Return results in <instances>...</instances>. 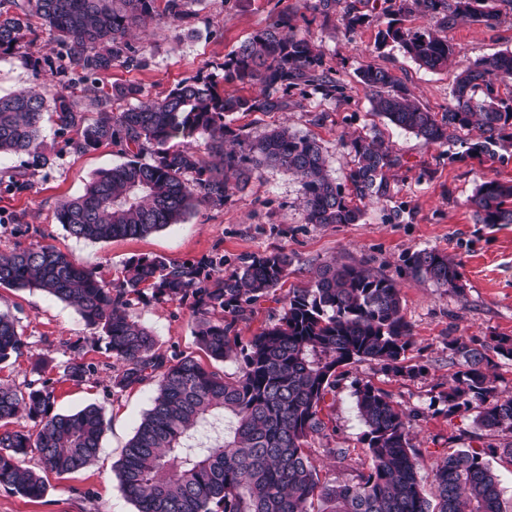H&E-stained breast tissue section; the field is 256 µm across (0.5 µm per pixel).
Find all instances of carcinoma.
<instances>
[{
    "label": "carcinoma",
    "mask_w": 512,
    "mask_h": 512,
    "mask_svg": "<svg viewBox=\"0 0 512 512\" xmlns=\"http://www.w3.org/2000/svg\"><path fill=\"white\" fill-rule=\"evenodd\" d=\"M196 0H0V51L32 45V18L61 46L56 74L76 85L116 67H142L145 58L129 40L147 19L173 22L194 17ZM393 19L378 32V45L398 44L420 66H448L454 49L448 38L427 27L397 25V17L423 13L442 29L459 19L489 26L498 21L499 0H388ZM340 0H305V8L326 25ZM371 111L384 123L410 132L427 145L445 146L462 131L469 135L465 155H493L512 130V99L495 96L498 83L512 81V52L475 60L456 76L453 105L438 116L421 107L387 68L367 66L357 74ZM261 87L255 97L224 94L223 86ZM95 116L75 109L66 85L53 91L0 96V156L26 153L41 166L43 123L60 132L75 129L74 151L85 153L110 143L127 161L94 174L83 194L61 201L56 220L72 236L90 242L142 237L181 224L197 207H224L234 189L242 190L264 166L294 174L309 224H355L359 206L347 200L327 171L316 140L286 125L254 137L235 138L238 149L224 150L234 135L227 118L236 112H286L291 96L344 97L336 73L322 66L311 41L293 31L287 17L224 56L214 70L179 83L167 94L144 98L136 83L109 91L86 86ZM114 100H134L122 112ZM207 138L215 160L203 158L192 142ZM353 157L347 174L359 201L389 197L386 174L401 165L378 130L344 139ZM481 224H512V184L482 181L468 199ZM293 257L282 250L249 255L224 274V256L198 261L165 256L130 259L114 283L73 256L42 245L0 254V286L38 289L76 308L86 327L102 333L117 363L113 386L121 390L153 378L158 389L151 408L122 448L115 471L124 496L136 512H432L423 496L419 456L408 435L407 415L389 394L366 383L355 390L365 431L362 441L372 464L356 481L322 482L308 448L324 435L327 395L341 369L375 361L396 376L412 377L404 365L412 329L402 313L397 281L361 262L328 264L309 288L288 292L283 314L242 342L237 325L252 317L261 301L275 296ZM408 272L439 288H463L460 264L436 249L406 256ZM158 302L192 300L194 334L213 360L240 361L237 371L219 374L189 357L168 359L155 351L156 339L128 314L144 290ZM27 343L16 321L0 313V362L23 355ZM457 367L445 398L454 410H475V426L512 434V395L495 393L487 372V351L512 360V338L476 348L463 337L448 339ZM93 364L68 359L64 376L81 381ZM54 388L38 378L26 391L0 384V424L26 417L39 423L37 434L0 430V486L38 501L47 492L45 474H72L97 458L107 429L103 408L88 404L69 413L53 412ZM36 452L43 473L23 466ZM512 461V440L468 448L436 466L437 512H503L494 457Z\"/></svg>",
    "instance_id": "cac0c4a2"
}]
</instances>
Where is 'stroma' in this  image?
<instances>
[{"instance_id":"stroma-1","label":"stroma","mask_w":512,"mask_h":512,"mask_svg":"<svg viewBox=\"0 0 512 512\" xmlns=\"http://www.w3.org/2000/svg\"><path fill=\"white\" fill-rule=\"evenodd\" d=\"M351 2L366 21L349 31L339 20L321 26L304 9L303 0H198L190 24L160 18L132 37L147 66L118 67L97 75L96 81L104 89L136 83L148 97L165 95L206 64L222 60L277 15H288L296 33L311 40L324 65L345 84L344 98L329 102L316 95L300 96L295 107L285 112L234 114L230 126L237 134L253 136L285 124L316 137L329 175L342 184L352 157L341 147L340 137L368 133L375 121L369 96L357 81L361 68H389L419 105L440 114L453 103L452 88L460 69L481 57L512 51V10L506 8L495 26L463 21L448 29L453 61L446 69L431 71L419 67L399 47H377L385 19L371 16L367 0ZM58 51L54 36L41 28L29 52L0 54V93L58 84V76L46 65ZM383 132L402 165L388 174V198L364 207L358 223H307L297 179L282 169L265 167L223 208L198 207L184 223L145 237L93 243L70 236L57 223V205L81 194L96 171L123 162L124 156L110 144L74 152L65 136L49 126L44 132L51 158L47 166H32L25 155L0 157V178L21 173L29 183L21 192L0 185V253L32 243L52 246L115 281L128 260L144 255L196 261L219 253L229 272L240 258L277 249L293 257L277 290L281 297L289 289L308 287L316 270L333 261L362 262L373 272L394 277L401 288L403 313L412 326L406 363L418 367L419 373L396 377L370 361L345 367L335 392L326 399L327 435L312 440V456L322 481L328 483L351 482L367 471L371 460L362 441L364 427L354 391L359 385L373 384L387 391L407 414L422 489L430 498L435 492L432 471L449 450L484 448L502 439L501 434L478 430L473 412H449L443 394L455 371L448 356L449 338L461 336L479 345L496 336L512 337V224L477 223L466 203L485 179L512 183V147L478 159L451 160L445 148L424 144L408 132L390 125ZM423 248L438 249L461 262L462 290H446L405 274V255ZM0 311L15 317L27 344L23 356L0 364V383L24 389L35 377L36 357H44L43 376L55 388V411L95 403L104 408L108 421L102 449L90 467L49 475L47 493L37 502L0 487V512H135L119 488L114 464L149 409L156 383L147 381L123 391L113 388L115 370L105 339L85 326L75 307L42 291L0 287ZM130 315L153 332L157 353L168 358L191 356L223 373L237 370V362L210 360L199 349L188 303L140 300ZM74 356L95 367L93 375L78 383L68 380L62 369L63 362ZM330 448L346 449L347 454L327 456Z\"/></svg>"}]
</instances>
